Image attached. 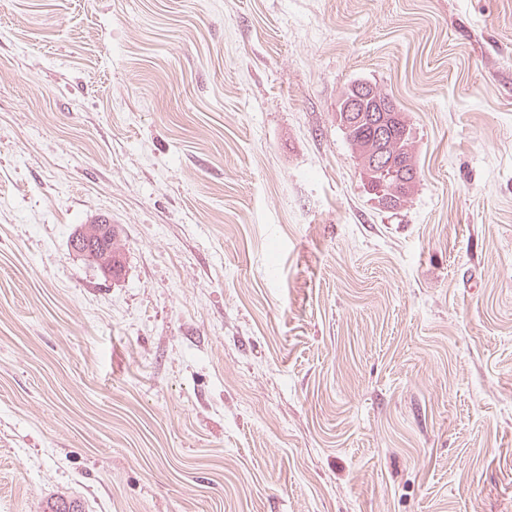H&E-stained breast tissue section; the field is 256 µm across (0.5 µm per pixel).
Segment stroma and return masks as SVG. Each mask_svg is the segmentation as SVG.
<instances>
[{"label": "stroma", "instance_id": "stroma-1", "mask_svg": "<svg viewBox=\"0 0 512 512\" xmlns=\"http://www.w3.org/2000/svg\"><path fill=\"white\" fill-rule=\"evenodd\" d=\"M357 79L412 123L395 211ZM58 496L512 512V0H0V512ZM363 84L372 85L371 83L356 80L349 84L342 94L340 95V98L337 101L336 106V123L338 125V128L343 133L345 140L348 142V144L351 146L353 153L357 155V159H360L363 157L365 148L367 143L368 144V157L367 160L368 163L370 162L372 167H375L377 165H380V162H383L387 155V148L389 147L391 140L387 139L388 134L385 127H380L377 131V136L372 141H369L370 137V117L373 116V114H376V112H379L381 114L384 111L383 108V102L379 101L377 98V110L376 112H371L372 110V103L370 100L375 95V89H372V87H365L361 91V93L358 95V98L352 102H349L345 106L347 100L354 95V88L356 86H360ZM376 88V94L378 96H382L384 99L389 98L392 107L395 110V112H385L386 119L388 122L392 124V128L394 129L395 136H394V163L398 166H403V168L414 171L416 175V180L413 182V187L409 188V191L406 189L408 187L405 186V184L399 182L398 177L390 176L388 179H386V176H383L381 174H374L372 178H376L378 180H384L385 184L388 189L393 193V195H402L405 197L404 200H401L400 197L386 195L384 191H376L374 189L372 193H376L379 197V201L381 204H386L390 201V198L393 200H400L398 202V205L400 208L407 203L411 198L412 194L414 193V189L416 187L417 181H418V173H419V167L415 152V145H414V138L412 135V127L405 116L404 112H401L400 108L396 104V102L382 89H379L376 85H372ZM345 96H347L345 98ZM362 101H367L366 103L359 104ZM358 109L360 112H358ZM344 112H346L344 114ZM348 112H355L352 119L346 117ZM346 117V118H344ZM348 120V121H347ZM373 145V147H372ZM413 190V192H412ZM412 192V193H411ZM404 203V204H403ZM110 223L107 222L105 219H99L95 221L92 225L85 228V230L88 229L87 233L84 237H82L80 240L75 239L73 242V238L76 236H73L71 239V248L81 254H88L90 252V240H92L93 236L100 237L101 234H106V236H103L101 241L98 240L95 241L94 245H96V248L98 251L96 252V258L102 259L103 252L100 254V250H106L111 245L112 240V267H103L105 273L112 275V277L116 278L118 277L123 268H124V258L123 253L119 247L118 239H117V230L115 229L114 225L112 226V238L110 237V233L108 232V225Z\"/></svg>", "mask_w": 512, "mask_h": 512}]
</instances>
